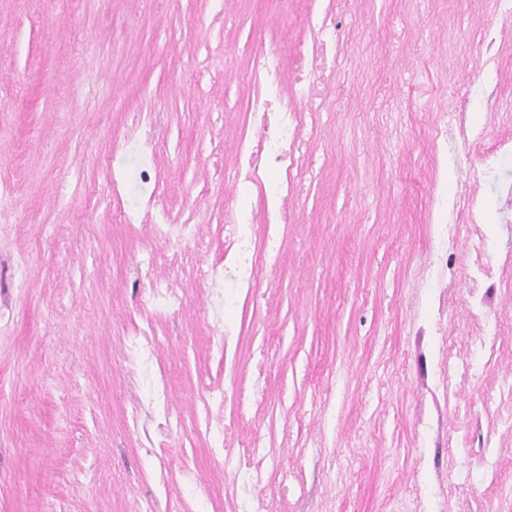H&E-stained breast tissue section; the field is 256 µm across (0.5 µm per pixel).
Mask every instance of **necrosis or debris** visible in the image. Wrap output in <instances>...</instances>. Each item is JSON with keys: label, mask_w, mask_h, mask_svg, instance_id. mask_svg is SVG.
Returning a JSON list of instances; mask_svg holds the SVG:
<instances>
[{"label": "necrosis or debris", "mask_w": 512, "mask_h": 512, "mask_svg": "<svg viewBox=\"0 0 512 512\" xmlns=\"http://www.w3.org/2000/svg\"><path fill=\"white\" fill-rule=\"evenodd\" d=\"M348 4L349 0H327L326 6H310V39L298 46L292 59H285L274 45L255 57L248 70L253 91L235 131L237 156L231 166L225 167L224 179L251 187L261 206L256 209L240 196L225 195L222 253L199 270L203 279L225 292L243 296L245 301L257 299L262 287H274V280H263L262 275L277 271L283 262L285 230L294 221L290 203L298 196L310 166L302 135L318 123L314 104L324 96L320 74L336 53L337 31ZM470 103L469 96H461V109L453 113L451 123H434L435 149L480 140V133L466 125L464 110ZM153 127V119L140 120L117 138L122 151L138 157L140 186L149 193L146 213L122 208L117 217L129 227L143 222L149 229L142 246L143 257L135 262L134 271L149 281L144 301L151 309L131 317L125 343L127 360L149 388L152 413L162 422L158 436L147 439L151 445L157 438L169 436L175 427L169 380L156 359L160 345L157 327L164 322L168 309L180 300L169 282L153 278L152 270L160 263L175 268L182 260L180 252H161L155 245L190 240L198 250L207 248L199 225L175 221L159 200L160 177L152 160ZM218 352L224 362V384L200 395L199 401L205 432L223 438L238 424L246 400L238 388L237 348L225 340L219 344Z\"/></svg>", "instance_id": "1"}]
</instances>
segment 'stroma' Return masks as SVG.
I'll use <instances>...</instances> for the list:
<instances>
[{
  "label": "stroma",
  "instance_id": "stroma-1",
  "mask_svg": "<svg viewBox=\"0 0 512 512\" xmlns=\"http://www.w3.org/2000/svg\"><path fill=\"white\" fill-rule=\"evenodd\" d=\"M400 17L394 30L386 23ZM298 0H0V512H249L195 400L224 379L215 318L240 322L242 300L212 303L194 275L214 253L182 244L172 286L187 300L162 327L158 363L180 426L153 451L128 422L148 392L126 360L123 327L148 312L132 272L140 243L115 216L113 134L155 113L159 195L177 220L199 213L216 238L232 125L247 100L255 32L308 39ZM512 30L496 0H351L324 73L328 131L310 149L326 171L295 205L276 288L260 296L258 335L240 347L242 435L266 443L256 494L273 512H512V223L500 200L512 113L471 103L485 131L431 167L427 137L456 92L512 95V45L480 71L486 31ZM396 139L361 113L384 44ZM468 195L474 224L438 235L432 196ZM498 285L482 331L469 320L472 236ZM444 243L448 268L428 265ZM448 291L438 320L435 294ZM467 364L443 376L441 357ZM198 470L196 485L183 480Z\"/></svg>",
  "mask_w": 512,
  "mask_h": 512
}]
</instances>
